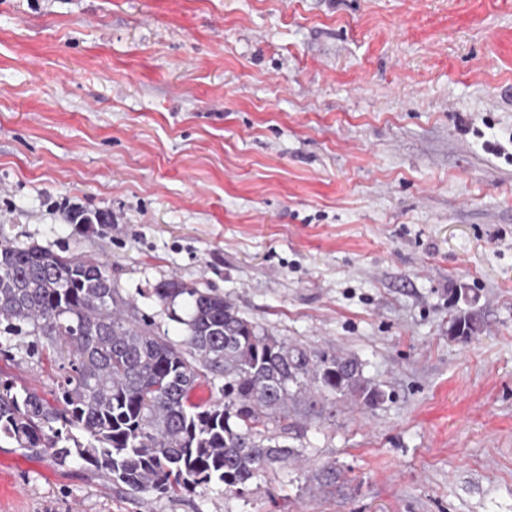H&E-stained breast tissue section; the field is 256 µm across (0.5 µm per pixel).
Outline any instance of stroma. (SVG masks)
<instances>
[{
	"label": "stroma",
	"mask_w": 512,
	"mask_h": 512,
	"mask_svg": "<svg viewBox=\"0 0 512 512\" xmlns=\"http://www.w3.org/2000/svg\"><path fill=\"white\" fill-rule=\"evenodd\" d=\"M0 233L173 341L175 277L384 393L289 404L240 497L1 441L0 512H512V0H0ZM28 343L0 377L54 389Z\"/></svg>",
	"instance_id": "35a3bbf8"
}]
</instances>
